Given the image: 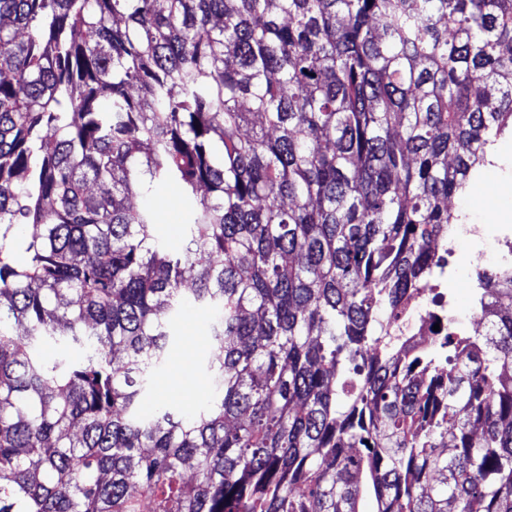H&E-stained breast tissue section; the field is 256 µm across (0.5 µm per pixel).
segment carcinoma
<instances>
[{"label":"carcinoma","instance_id":"cac0c4a2","mask_svg":"<svg viewBox=\"0 0 512 512\" xmlns=\"http://www.w3.org/2000/svg\"><path fill=\"white\" fill-rule=\"evenodd\" d=\"M510 136L512 0H0V512H512V277L400 336ZM149 204L155 208L161 240L170 247L179 246L182 239L184 209L180 192L174 185L160 186ZM176 333L177 336L170 346L169 361L159 371L154 387L161 388L163 383L168 382L172 389L166 398L174 401L175 408L192 412L207 394V375L204 371L207 329L204 315L195 305L189 303L185 306ZM189 336L195 339L194 349L193 342L186 345ZM187 347L192 350L188 351ZM187 373L192 376L189 385L185 381Z\"/></svg>","mask_w":512,"mask_h":512}]
</instances>
